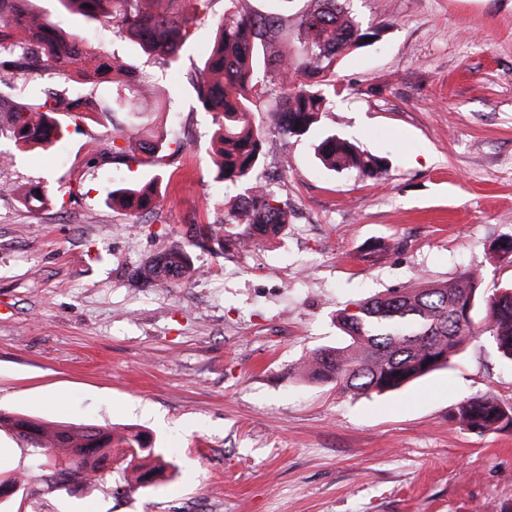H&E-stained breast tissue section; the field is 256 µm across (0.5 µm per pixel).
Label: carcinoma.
I'll use <instances>...</instances> for the list:
<instances>
[{"mask_svg":"<svg viewBox=\"0 0 512 512\" xmlns=\"http://www.w3.org/2000/svg\"><path fill=\"white\" fill-rule=\"evenodd\" d=\"M210 0H60L68 11L110 23L125 32L142 51L167 64L179 61L190 26ZM216 22V39L204 67L188 74L199 107L212 113L215 130L211 171L214 180L240 183L248 193L224 205V223L236 229L233 242L241 246L279 233L288 212L262 182L263 135L252 123L257 73L264 69L282 89L273 109L275 128L283 137L303 136L326 111V98L316 86L335 75L336 58L359 45L364 37L349 15L346 0H307L299 17L297 40L300 57L285 53L260 56V48L279 37L288 20L281 14L253 13L242 0ZM29 0H0V133L22 146L49 148L68 135L69 124L89 119L94 97L67 98L47 88L39 95L25 94L30 71L49 70L61 77L77 76L96 87L112 82L111 99L101 112H127L132 123L116 130L110 150L115 160L154 165L176 157L180 141L169 137L151 114L137 111L149 98L160 99L152 87L138 83L130 64L101 54L77 34L58 30L44 16L28 8ZM300 71L305 80L288 79ZM319 161L333 171L353 170L375 179L385 171L383 157L359 150L345 139L330 135L317 145ZM157 183L119 185L112 204L132 213L156 207ZM189 253L169 249L140 266L137 276L148 284L168 286L192 275ZM482 276L466 270L450 281L412 285L354 303L357 312L336 311L345 343L318 349L297 366L304 377L332 386L353 397L382 394L402 388L448 365L461 347L479 337L489 338L496 352L512 363V283L484 300L479 322L463 315L475 306ZM453 417L471 430L512 431V406L492 396H479L458 404ZM0 430L21 439L30 449L32 466L24 473L0 472V494L19 491L44 480L52 467V482L75 478L91 483L112 472L118 462L123 488H143L176 465L154 446L153 438L131 427L87 423L44 422L0 410Z\"/></svg>","mask_w":512,"mask_h":512,"instance_id":"cac0c4a2","label":"carcinoma"}]
</instances>
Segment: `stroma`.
I'll list each match as a JSON object with an SVG mask.
<instances>
[{
  "mask_svg": "<svg viewBox=\"0 0 512 512\" xmlns=\"http://www.w3.org/2000/svg\"><path fill=\"white\" fill-rule=\"evenodd\" d=\"M30 6L126 59L163 93L186 147L155 168L113 161L122 118L106 113L54 149L0 135V184L53 196L32 207L0 195V409L136 426L178 472L122 495L110 476L30 484L0 512H512V432L451 417L476 396L512 406V364L487 339L401 390L355 399L295 371L343 343L336 312L352 301L466 269L481 272L484 296L512 282L492 251L512 236V0H349L367 39L323 86L315 130L274 134L280 89L262 86L264 181L289 220L246 251L224 223L242 187L213 180L212 116L186 80L228 0H210L175 67L59 0ZM326 134L385 157L386 171L325 169L314 148ZM153 177L154 213L113 207L114 182ZM198 224L224 246H192ZM176 244L208 276L138 287L133 270Z\"/></svg>",
  "mask_w": 512,
  "mask_h": 512,
  "instance_id": "35a3bbf8",
  "label": "stroma"
}]
</instances>
